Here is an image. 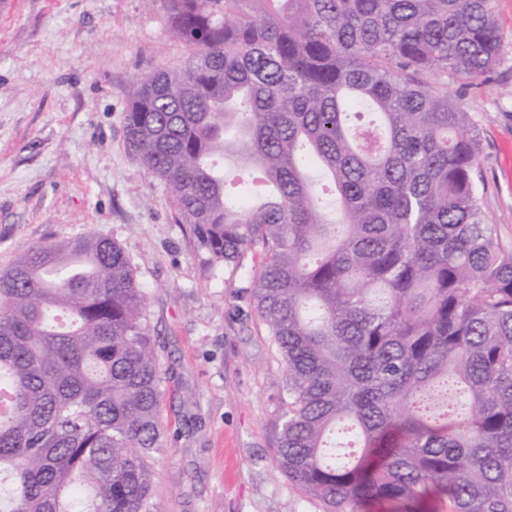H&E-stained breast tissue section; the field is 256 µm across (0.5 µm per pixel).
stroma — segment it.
Segmentation results:
<instances>
[{
  "instance_id": "obj_1",
  "label": "stroma",
  "mask_w": 512,
  "mask_h": 512,
  "mask_svg": "<svg viewBox=\"0 0 512 512\" xmlns=\"http://www.w3.org/2000/svg\"><path fill=\"white\" fill-rule=\"evenodd\" d=\"M0 11V270L39 244L116 241L148 292L164 393L152 512H326L279 469L285 377L250 299L260 261L211 263L125 143L133 84L185 60L166 0H14ZM490 81L448 76L482 146L489 216L512 230V0Z\"/></svg>"
}]
</instances>
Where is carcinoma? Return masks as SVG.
Segmentation results:
<instances>
[{"mask_svg":"<svg viewBox=\"0 0 512 512\" xmlns=\"http://www.w3.org/2000/svg\"><path fill=\"white\" fill-rule=\"evenodd\" d=\"M189 47L131 91L130 151L212 262L242 267L285 367L276 460L327 512H512V233L471 113L494 0H168ZM328 177L341 220L314 190ZM147 293L115 241L0 271V512H151Z\"/></svg>","mask_w":512,"mask_h":512,"instance_id":"carcinoma-1","label":"carcinoma"}]
</instances>
